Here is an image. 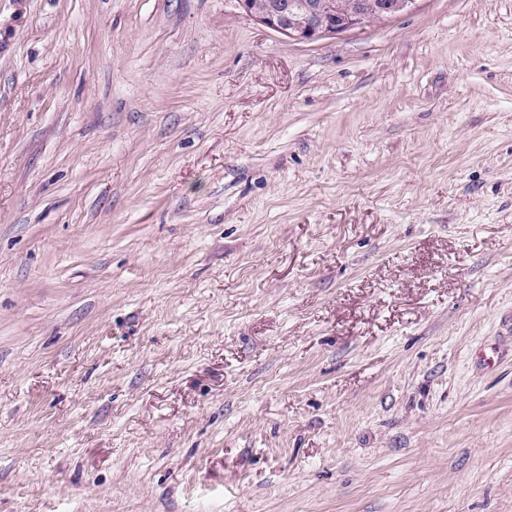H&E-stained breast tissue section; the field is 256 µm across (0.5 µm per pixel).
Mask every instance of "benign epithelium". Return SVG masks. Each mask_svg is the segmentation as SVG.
Here are the masks:
<instances>
[{
	"instance_id": "7a95c632",
	"label": "benign epithelium",
	"mask_w": 512,
	"mask_h": 512,
	"mask_svg": "<svg viewBox=\"0 0 512 512\" xmlns=\"http://www.w3.org/2000/svg\"><path fill=\"white\" fill-rule=\"evenodd\" d=\"M414 0H237L243 13L297 41L339 34L380 22L409 9Z\"/></svg>"
}]
</instances>
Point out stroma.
Returning a JSON list of instances; mask_svg holds the SVG:
<instances>
[{"label":"stroma","mask_w":512,"mask_h":512,"mask_svg":"<svg viewBox=\"0 0 512 512\" xmlns=\"http://www.w3.org/2000/svg\"><path fill=\"white\" fill-rule=\"evenodd\" d=\"M498 346L512 0H0V512H512ZM257 1V2H254ZM237 0L243 13L297 41L339 34L380 22L409 9L414 0Z\"/></svg>","instance_id":"35a3bbf8"}]
</instances>
